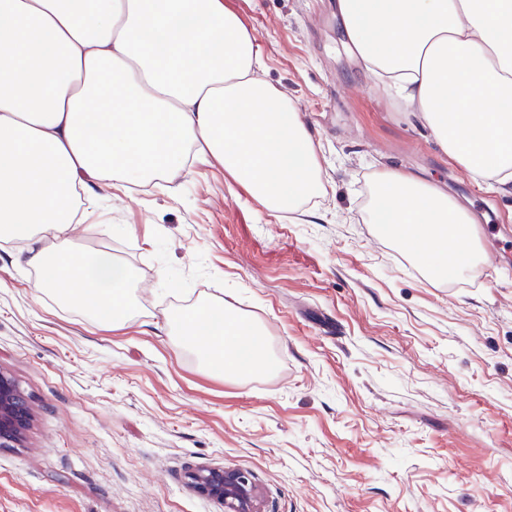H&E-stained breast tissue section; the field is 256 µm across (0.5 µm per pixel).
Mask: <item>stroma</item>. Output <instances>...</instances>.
Masks as SVG:
<instances>
[{
    "mask_svg": "<svg viewBox=\"0 0 512 512\" xmlns=\"http://www.w3.org/2000/svg\"><path fill=\"white\" fill-rule=\"evenodd\" d=\"M224 2L302 113L326 192L280 216L203 160L96 191L70 243L135 269L117 329L0 243V370L33 412L0 448V512H222L187 481L203 466L250 472L266 512H512V185L448 161L358 62L336 0ZM383 168L447 192L497 268L429 280L367 221ZM207 298L263 327L268 373L226 380L175 347L168 315Z\"/></svg>",
    "mask_w": 512,
    "mask_h": 512,
    "instance_id": "1",
    "label": "stroma"
}]
</instances>
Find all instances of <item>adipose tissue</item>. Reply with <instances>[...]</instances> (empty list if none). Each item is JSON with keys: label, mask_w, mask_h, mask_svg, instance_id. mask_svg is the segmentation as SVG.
Here are the masks:
<instances>
[{"label": "adipose tissue", "mask_w": 512, "mask_h": 512, "mask_svg": "<svg viewBox=\"0 0 512 512\" xmlns=\"http://www.w3.org/2000/svg\"><path fill=\"white\" fill-rule=\"evenodd\" d=\"M348 46L395 89L448 160L512 183V0H336ZM254 34L224 0H0V240L24 245L39 291L102 324L136 302L133 268L70 249L72 194L142 183L203 146L268 211L323 190L297 108L260 74ZM382 231L434 274L471 271L468 212L440 188L374 172ZM169 321L200 366L246 378L272 367L263 331L223 303Z\"/></svg>", "instance_id": "1"}]
</instances>
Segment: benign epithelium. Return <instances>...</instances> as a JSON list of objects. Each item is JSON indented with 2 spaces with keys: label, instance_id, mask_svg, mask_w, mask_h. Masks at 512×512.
Returning <instances> with one entry per match:
<instances>
[{
  "label": "benign epithelium",
  "instance_id": "benign-epithelium-1",
  "mask_svg": "<svg viewBox=\"0 0 512 512\" xmlns=\"http://www.w3.org/2000/svg\"><path fill=\"white\" fill-rule=\"evenodd\" d=\"M31 418L28 398L20 386L0 371V448L19 444ZM190 484L216 500L224 512H264L263 491L252 475L231 467H202L188 473Z\"/></svg>",
  "mask_w": 512,
  "mask_h": 512
}]
</instances>
